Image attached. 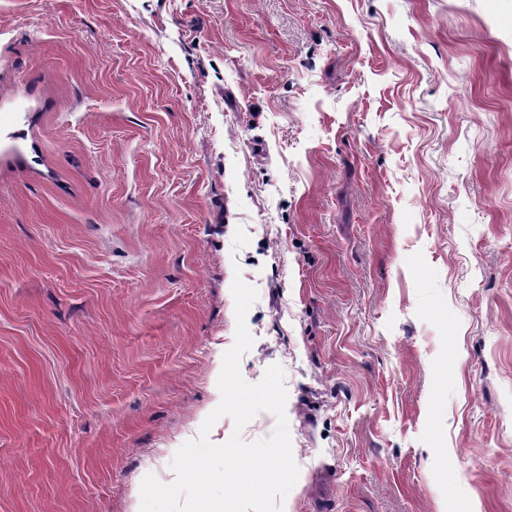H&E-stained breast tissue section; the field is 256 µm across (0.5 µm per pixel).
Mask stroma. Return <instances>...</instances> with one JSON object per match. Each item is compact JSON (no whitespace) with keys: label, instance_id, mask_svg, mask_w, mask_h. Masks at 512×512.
<instances>
[{"label":"stroma","instance_id":"stroma-1","mask_svg":"<svg viewBox=\"0 0 512 512\" xmlns=\"http://www.w3.org/2000/svg\"><path fill=\"white\" fill-rule=\"evenodd\" d=\"M285 370L288 512H512V0H0V512H140Z\"/></svg>","mask_w":512,"mask_h":512}]
</instances>
